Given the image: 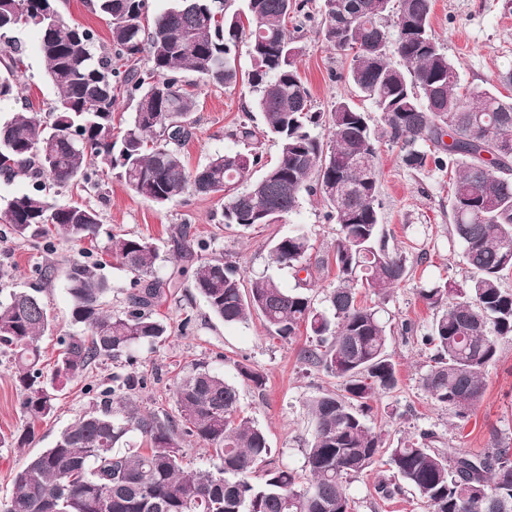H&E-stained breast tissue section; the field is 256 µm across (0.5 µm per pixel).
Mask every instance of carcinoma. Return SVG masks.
Instances as JSON below:
<instances>
[{"label": "carcinoma", "instance_id": "1", "mask_svg": "<svg viewBox=\"0 0 512 512\" xmlns=\"http://www.w3.org/2000/svg\"><path fill=\"white\" fill-rule=\"evenodd\" d=\"M243 2L240 10L232 0H175L147 30L150 0H96L111 25L110 43L98 52L94 31L66 19L59 0H0V36L33 28L47 77L58 89L46 115L27 109L0 121V174L32 180L29 191L7 201L0 222L14 238L44 251L53 249L57 235L76 246L92 243L103 231L99 213L78 202L58 203L47 185L95 189L114 171L159 205L188 194L216 197L222 223L242 227L276 224L297 210L303 195L320 196L337 226L336 284L322 305L302 289L285 290L268 273L247 289L222 256L195 260L206 243L188 224L173 237L187 265L164 280L153 276L159 251L151 239L109 231L110 257L132 276L124 310H108L105 262L73 259L71 318L83 333L60 339L56 370L81 377L100 360L159 343L168 328L157 307L178 295L192 264L191 286L217 318L244 323L255 313L270 335L284 340L306 332L315 344L302 349L301 359L339 381V392L306 402L315 428L305 476L260 471L270 446L262 429L241 415L237 385L197 364L174 383L175 419L142 412L115 396L114 387L100 386L95 407L16 474L0 512H354L346 483L383 459L402 480L380 481L375 490L383 499L406 485L428 512H512L511 443L496 440L473 455L433 448L423 432L387 448L367 424L370 402L395 389L398 377L387 322L375 307L358 303L355 291L360 285L383 297L407 275L376 204L378 146L400 147L413 169L430 162L450 169L449 223L471 275L461 284L440 279L420 290L433 310L421 339L434 350L420 387L454 417L468 418L482 401L496 338L512 336V289L503 287L512 271V98L462 81L433 34V0H323V40L348 52L359 45L360 52L348 55L347 78L379 112L373 124L352 100L338 101L324 138L316 133L323 113L312 111L297 66L300 48L287 28L288 17L306 4ZM242 41L250 47L248 84L262 133L276 141L280 159L260 168L258 152L228 151L190 171L181 147L191 136L197 101L182 74L217 88L237 84L234 52ZM22 54L14 45L0 52V102L17 99L14 75ZM143 54L148 68L142 70ZM114 61L131 66L122 71ZM118 90L135 102L123 128L112 116ZM312 249L295 224L274 240L269 261L308 273ZM37 272V285L0 301V351L14 362L26 419L10 441L19 448L34 441L35 424L53 414L56 400L42 381L39 347L52 325L41 293L54 267ZM132 433L150 448L116 450ZM187 438L211 452L212 466L188 467Z\"/></svg>", "mask_w": 512, "mask_h": 512}]
</instances>
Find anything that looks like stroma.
Masks as SVG:
<instances>
[{
  "instance_id": "35a3bbf8",
  "label": "stroma",
  "mask_w": 512,
  "mask_h": 512,
  "mask_svg": "<svg viewBox=\"0 0 512 512\" xmlns=\"http://www.w3.org/2000/svg\"><path fill=\"white\" fill-rule=\"evenodd\" d=\"M320 0H308L305 15L290 20L288 28L302 52L300 75L311 94L317 112H330L337 101L352 97L351 87L341 74L348 61L344 52L331 49L320 32ZM434 34L457 66L465 83L483 87L499 86L503 74L512 71V0H434L431 14ZM38 36L33 29H18L0 38V49L18 44L24 50L25 65L17 77L22 102L0 106V118L8 119L21 110L23 102L48 110L57 90L45 76V63L37 51ZM240 79L231 87L197 85V110L193 114V135L182 148L189 169L204 166L218 152H244L248 146L236 139L242 125L259 126L255 95L246 81L251 68L249 47L237 49ZM378 202L382 224L401 247L408 274L387 296L370 291L359 293L362 302L384 309L390 318L389 352L399 370V384L375 402L369 426L381 432L387 443L421 432L434 433L438 447L452 446L471 454L491 447L493 437L512 440V338L497 341V357L486 371V392L468 419L460 420L438 406L420 388V377L432 355L418 341L426 333L433 312L419 295L429 280L448 278L462 281L469 270L461 246L448 231V197L452 182L448 171L435 166L415 170L402 161L399 148L380 144L378 149ZM61 201L75 200L96 209L105 228L120 234L153 240L160 249L157 277H167L180 267L171 244L176 225H191L197 238L207 244V256H221L251 277L272 271L283 288L299 287L291 270L269 269L268 253L274 237L301 225L308 233L318 257L328 259L336 237V223L329 209L317 197H303L295 213L279 224L225 227L220 224L216 199L188 196L180 203L160 206L133 193L117 175L105 176L98 188L63 192ZM76 249L57 240L54 253L32 249L8 238L0 223V264L9 278L0 280V291L29 287L38 266L55 264L54 280L45 285L43 298L55 317L51 329L40 340L42 367L54 377L57 399L50 420L37 424L35 440L22 448L0 447V499L8 497L15 473L28 459L52 447L57 435L85 411L90 410L96 386L110 382L113 375L134 374L146 379L144 388L131 392L141 410L161 416H175L172 396L176 376L194 365L205 364L238 381L239 366L260 371L262 389L241 384L240 408L266 434L273 464L301 471L305 450L311 439V416L307 400L327 390H336V378L299 358L309 337L299 335L288 342L268 334L260 316L248 322L227 324L216 318L203 298L192 288H182L177 297L163 303L158 313L169 328L168 336L155 346L136 348L131 356L102 360L79 378L56 376L62 336L79 333L71 321L72 302L68 293L66 261ZM190 326H183V319ZM411 323L413 335H405L403 323ZM14 369L7 356L0 355V436L22 429L25 418ZM389 466L379 465L350 482L349 493L355 512H426L423 501L411 489L390 499L379 498L375 487L391 478Z\"/></svg>"
}]
</instances>
